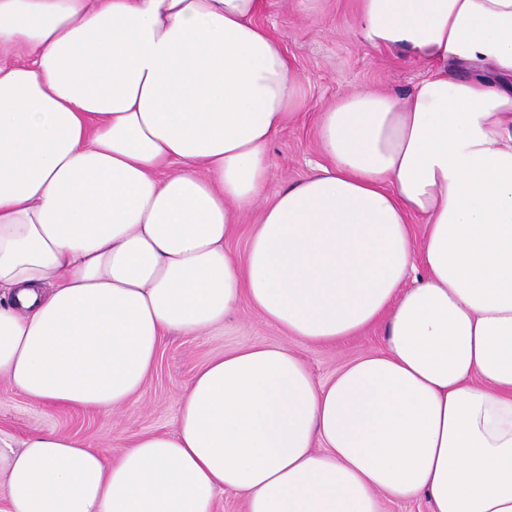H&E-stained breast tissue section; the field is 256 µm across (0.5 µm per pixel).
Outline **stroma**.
<instances>
[{
    "label": "stroma",
    "instance_id": "obj_1",
    "mask_svg": "<svg viewBox=\"0 0 512 512\" xmlns=\"http://www.w3.org/2000/svg\"><path fill=\"white\" fill-rule=\"evenodd\" d=\"M358 7L359 0H265L257 21L293 60L306 105L270 146L264 199H272L323 163L317 122L325 106L359 87L405 96L425 75L403 54L378 51L357 39L353 24ZM383 341L382 327L374 326L331 344L306 342L285 335L244 302L206 335L165 338L142 390L109 414L48 407L11 394L0 380V432L18 441L34 430L53 429L112 457L142 434L173 430L186 385L224 351L280 343L304 360L316 381L326 382L351 360L380 349Z\"/></svg>",
    "mask_w": 512,
    "mask_h": 512
}]
</instances>
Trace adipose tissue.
<instances>
[{
	"label": "adipose tissue",
	"mask_w": 512,
	"mask_h": 512,
	"mask_svg": "<svg viewBox=\"0 0 512 512\" xmlns=\"http://www.w3.org/2000/svg\"><path fill=\"white\" fill-rule=\"evenodd\" d=\"M264 0H0V377L104 413L167 336L241 301L314 343L384 322L316 382L279 344L212 358L173 432L117 459L0 436L8 512H512V0H361L359 39L426 68L318 117L326 162L260 200L301 78ZM422 218L415 243L410 217ZM380 510L381 512H431L432 506L424 496L407 502L382 498Z\"/></svg>",
	"instance_id": "1"
}]
</instances>
